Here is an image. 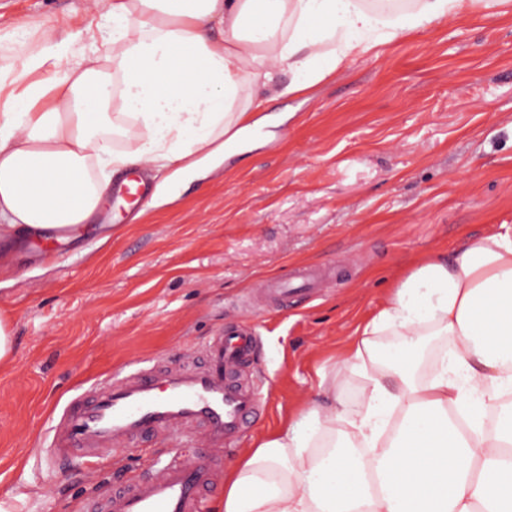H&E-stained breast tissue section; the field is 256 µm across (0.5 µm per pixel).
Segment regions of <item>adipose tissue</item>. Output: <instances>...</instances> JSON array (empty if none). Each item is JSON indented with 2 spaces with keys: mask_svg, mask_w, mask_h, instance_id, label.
<instances>
[{
  "mask_svg": "<svg viewBox=\"0 0 512 512\" xmlns=\"http://www.w3.org/2000/svg\"><path fill=\"white\" fill-rule=\"evenodd\" d=\"M478 1L502 2L93 0L112 23L99 41L1 28L0 239L76 230L129 168L197 174L245 139L270 95ZM356 334L320 373L324 402L303 403L225 472L215 512H512V224L422 260ZM432 337L448 348L424 378Z\"/></svg>",
  "mask_w": 512,
  "mask_h": 512,
  "instance_id": "adipose-tissue-1",
  "label": "adipose tissue"
}]
</instances>
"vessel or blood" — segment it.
I'll list each match as a JSON object with an SVG mask.
<instances>
[{
    "label": "vessel or blood",
    "instance_id": "1",
    "mask_svg": "<svg viewBox=\"0 0 512 512\" xmlns=\"http://www.w3.org/2000/svg\"><path fill=\"white\" fill-rule=\"evenodd\" d=\"M315 284V276L304 272L296 287L278 281L262 294L274 300ZM256 350L245 326H237L209 341L202 365L122 368L73 398L50 432V453L124 452L162 433L184 434L193 424L201 427L203 447L191 458L175 448L162 449L161 467L108 495L87 499L83 512H207L213 462L227 453L257 406L254 388L238 375Z\"/></svg>",
    "mask_w": 512,
    "mask_h": 512
}]
</instances>
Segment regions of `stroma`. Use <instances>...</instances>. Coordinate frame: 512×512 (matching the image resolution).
Listing matches in <instances>:
<instances>
[{
	"label": "stroma",
	"mask_w": 512,
	"mask_h": 512,
	"mask_svg": "<svg viewBox=\"0 0 512 512\" xmlns=\"http://www.w3.org/2000/svg\"><path fill=\"white\" fill-rule=\"evenodd\" d=\"M90 0H0V28L75 32ZM215 171L159 188L138 211L106 198L71 241L0 243V501L11 512H82L114 464L38 448L59 411L133 362L197 365L248 319L258 336L255 422L215 462L209 496L255 440L316 398L318 369L425 257L512 222V0L397 38L312 91L269 101ZM318 272L277 306L269 281ZM14 356V342L12 335L11 318L4 313L0 314V367L10 365Z\"/></svg>",
	"instance_id": "1"
}]
</instances>
